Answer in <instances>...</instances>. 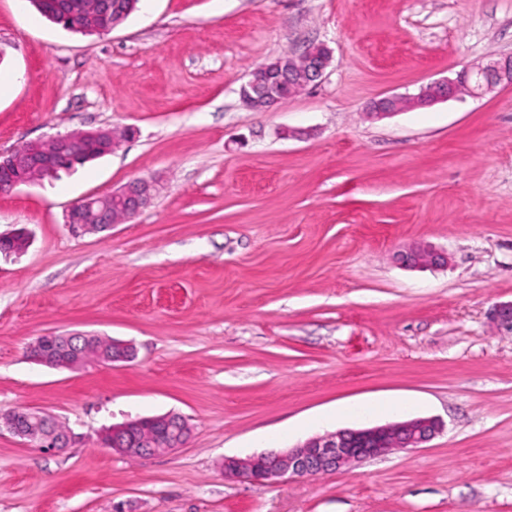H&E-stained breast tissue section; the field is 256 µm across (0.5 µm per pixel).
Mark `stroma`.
<instances>
[{
	"instance_id": "obj_1",
	"label": "stroma",
	"mask_w": 512,
	"mask_h": 512,
	"mask_svg": "<svg viewBox=\"0 0 512 512\" xmlns=\"http://www.w3.org/2000/svg\"><path fill=\"white\" fill-rule=\"evenodd\" d=\"M312 43L323 80L268 112L252 68ZM512 54V0H141L84 36L0 0V151L130 129L114 153L0 194V413L77 440L0 433V512H512V88L367 120L471 62ZM135 178L153 205L70 234L77 198ZM411 244L444 267L406 269ZM132 344V361L34 362L46 333ZM334 429L434 417L442 432L315 478L228 481L220 463ZM182 415L187 443L142 459L104 429ZM400 265L407 268L441 267L448 264V254L431 246L414 244L397 253ZM25 417L34 419L38 426L27 427L22 425L16 413L0 415V432L6 429L11 434L19 437L24 443L30 445L38 441L39 447L48 451H62L70 446L74 440V436L69 430L62 435L55 431L56 421L53 417L37 410H26Z\"/></svg>"
}]
</instances>
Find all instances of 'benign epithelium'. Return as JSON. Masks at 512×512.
<instances>
[{
    "mask_svg": "<svg viewBox=\"0 0 512 512\" xmlns=\"http://www.w3.org/2000/svg\"><path fill=\"white\" fill-rule=\"evenodd\" d=\"M332 60V51L326 45L310 44L298 56H287L273 63L254 68L248 80L240 87L243 105L255 112H268L311 85L319 84ZM500 86H512V55L473 63L454 79H443L427 85L413 97H385L366 108V115L382 119L404 108L427 106L439 101L457 98L462 94L482 97ZM109 136L110 153L127 137L124 132L110 129L77 131L30 143V148H16L0 152V194L16 187L38 181V173L54 168L58 160L75 154L103 136ZM156 195L154 182L134 179L116 191L91 195L71 203L66 213V224L77 234L102 232L112 229L138 212L148 208ZM400 265L407 268L441 267L448 264V254L427 245L414 244L396 255ZM491 319L499 329L512 333V301L497 303L491 309ZM70 336L47 334L30 347L31 358L53 368L73 369L83 365L78 353L70 349ZM114 352L105 363L112 365L134 357L132 346L112 341ZM25 417L37 422L35 427L22 425L16 414L0 415V430L5 429L30 445L34 442L48 451H62L70 446L74 436L70 431L58 434L53 417L37 410H26ZM159 425L147 441H136L128 447L120 434L125 425L114 426L105 436L113 450L127 457L152 456L182 447L187 438L181 435L183 418L165 414L148 418ZM442 430V423L433 417L416 418L364 429H341L308 439L303 444L282 452L258 456L224 459V477L239 481L276 482L284 478H310L337 471L363 460L380 457L394 448H420Z\"/></svg>",
    "mask_w": 512,
    "mask_h": 512,
    "instance_id": "obj_1",
    "label": "benign epithelium"
}]
</instances>
